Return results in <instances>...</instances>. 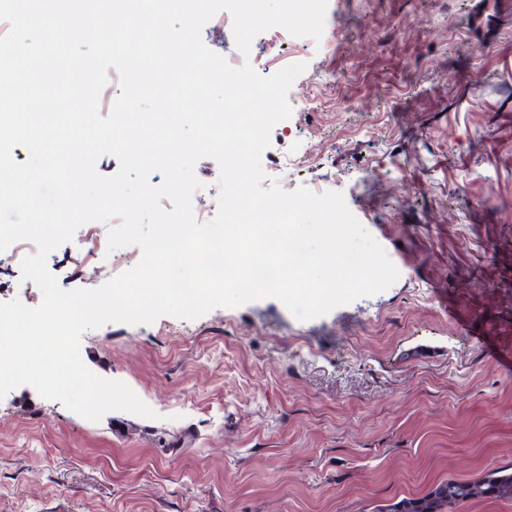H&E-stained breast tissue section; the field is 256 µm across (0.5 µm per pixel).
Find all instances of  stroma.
<instances>
[{
    "label": "stroma",
    "mask_w": 512,
    "mask_h": 512,
    "mask_svg": "<svg viewBox=\"0 0 512 512\" xmlns=\"http://www.w3.org/2000/svg\"><path fill=\"white\" fill-rule=\"evenodd\" d=\"M202 40L264 76L305 63L262 167L287 191L341 192L400 277L308 321L266 298L85 331L83 363L155 416L92 422L34 388L7 393L0 512H371L511 468L512 370L479 340L512 352V0H328L320 40L274 27L246 55L221 11ZM312 90L329 109L304 110ZM292 144L300 164L278 176ZM90 230L47 258L63 289L140 260L95 252ZM13 299L42 292L10 247Z\"/></svg>",
    "instance_id": "1"
}]
</instances>
